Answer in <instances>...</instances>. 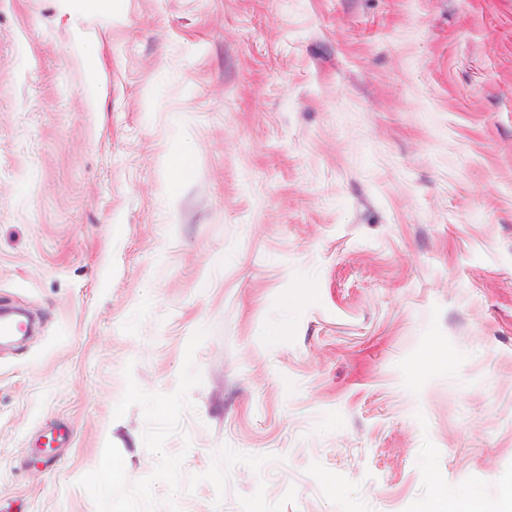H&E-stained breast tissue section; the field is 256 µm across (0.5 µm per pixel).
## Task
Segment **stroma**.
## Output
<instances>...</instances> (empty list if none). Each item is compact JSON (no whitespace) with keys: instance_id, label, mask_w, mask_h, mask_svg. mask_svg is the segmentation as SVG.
I'll list each match as a JSON object with an SVG mask.
<instances>
[{"instance_id":"stroma-1","label":"stroma","mask_w":512,"mask_h":512,"mask_svg":"<svg viewBox=\"0 0 512 512\" xmlns=\"http://www.w3.org/2000/svg\"><path fill=\"white\" fill-rule=\"evenodd\" d=\"M0 306V512L494 499L512 0H0Z\"/></svg>"}]
</instances>
